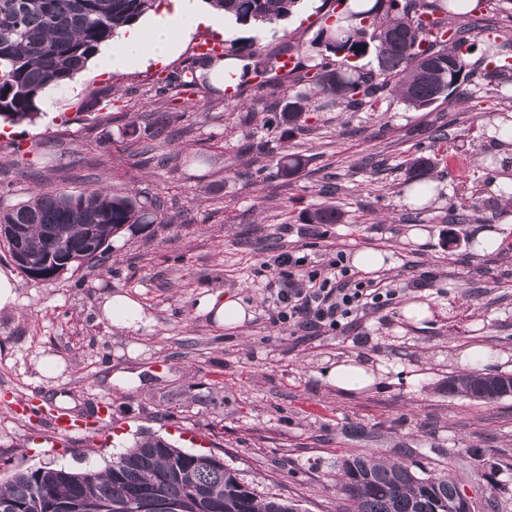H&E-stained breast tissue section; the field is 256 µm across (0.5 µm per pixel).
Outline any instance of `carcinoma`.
<instances>
[{
	"label": "carcinoma",
	"mask_w": 512,
	"mask_h": 512,
	"mask_svg": "<svg viewBox=\"0 0 512 512\" xmlns=\"http://www.w3.org/2000/svg\"><path fill=\"white\" fill-rule=\"evenodd\" d=\"M298 2L210 0L227 23L265 26L288 18ZM481 6L480 0L474 6L467 0H352L333 24L319 29L315 42L325 50L321 61L310 69L299 61L289 71L305 89L291 91L283 103L267 104L265 124L282 141L301 129L302 118L316 111L315 103L324 97L351 112L375 111L386 93L416 111L448 99L468 78L475 32L482 31L473 13ZM157 7L158 0H0V118L12 123L33 119L45 89L63 86L119 28ZM284 53L298 57L300 47L285 43L263 55L253 42L234 39L224 57L242 62L240 81L252 78L264 89L275 86L278 58ZM368 55L376 62L370 69L358 64ZM508 59L499 51L487 52L485 76L496 79ZM218 60L200 58L170 71L158 81L156 95L210 84L209 70ZM304 162L298 154H285L277 162V174L290 179ZM433 168V160L424 155L409 164L407 181L416 183L417 195L428 193L425 178ZM159 212L156 202L100 189L36 193L0 211V224L30 226L24 249L45 261L42 271L49 281L66 260L60 234L90 250L95 263L124 228L164 223ZM341 219L330 205L303 216L307 224ZM485 377L472 372L469 386L477 400L493 402L494 397L482 393ZM337 466L348 501L345 512H448V502L460 495L448 474H428L414 462L371 455L343 458ZM157 501L167 506L164 512H300L299 504L286 497L260 495L245 486L237 470L217 467L205 454L153 435L135 442L102 470L43 466L0 476V504L10 503L16 512H150L146 506Z\"/></svg>",
	"instance_id": "cac0c4a2"
}]
</instances>
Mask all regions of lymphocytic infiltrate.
<instances>
[{
	"label": "lymphocytic infiltrate",
	"instance_id": "lymphocytic-infiltrate-1",
	"mask_svg": "<svg viewBox=\"0 0 512 512\" xmlns=\"http://www.w3.org/2000/svg\"><path fill=\"white\" fill-rule=\"evenodd\" d=\"M306 256L291 247L267 255L264 272L277 279L279 287L266 309L267 319L276 327L315 336L323 330L343 331L358 310L383 308L395 298L393 289L382 282L353 272L334 256L313 270H307L304 284H296L294 273L306 269Z\"/></svg>",
	"mask_w": 512,
	"mask_h": 512
}]
</instances>
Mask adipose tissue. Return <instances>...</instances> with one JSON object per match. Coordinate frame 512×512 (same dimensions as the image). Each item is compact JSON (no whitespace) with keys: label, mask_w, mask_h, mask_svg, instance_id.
<instances>
[{"label":"adipose tissue","mask_w":512,"mask_h":512,"mask_svg":"<svg viewBox=\"0 0 512 512\" xmlns=\"http://www.w3.org/2000/svg\"><path fill=\"white\" fill-rule=\"evenodd\" d=\"M202 26L223 28L224 18L219 11L201 10L198 0H166L158 15L148 17L139 26L121 33L112 48L104 51L100 64L112 71H123L140 63L166 62ZM196 311L210 316L214 325L229 330L239 328L248 319L237 299L219 292L201 296ZM101 318L116 329L129 333L142 331L153 324L142 305L123 293L106 297L101 306Z\"/></svg>","instance_id":"obj_1"}]
</instances>
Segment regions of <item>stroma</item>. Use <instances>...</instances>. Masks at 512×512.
Returning a JSON list of instances; mask_svg holds the SVG:
<instances>
[{
	"label": "stroma",
	"mask_w": 512,
	"mask_h": 512,
	"mask_svg": "<svg viewBox=\"0 0 512 512\" xmlns=\"http://www.w3.org/2000/svg\"><path fill=\"white\" fill-rule=\"evenodd\" d=\"M333 0H299L273 27H203L169 65L109 72L90 65L56 89L58 112L0 135V211L35 193L115 194L161 199L166 221L122 230L104 261L51 281L19 273L7 249L0 269L17 274L18 303L0 310V461L11 466L104 469L137 437L213 453L258 493L298 500L303 512H343L337 461L376 454L449 469L474 497H496L512 512V396L480 403L448 393L450 376L478 370L512 374V142L493 133L512 123V74L489 82L479 59L457 98L424 110L398 97L376 111L347 112L331 100L284 142L305 158L298 175H275L271 154L244 152L275 140L262 126L270 97L284 86L242 87L238 101L197 87L180 92L176 136H155L163 105L152 86L191 62L200 39H245L266 53L298 43L302 61L321 59L313 40ZM253 109L239 123L237 104ZM437 159L435 192L404 202L407 168ZM332 204L338 224H307L306 211ZM293 234H283V225ZM427 230L412 240L414 228ZM301 245L310 264L343 253H387L379 270L398 296L358 315L344 332L281 331L263 308L260 265L277 245ZM428 276V288L413 287ZM224 292L252 317L229 331L196 314L198 298ZM138 300L154 324L140 341L150 355L131 360L129 337L99 320L107 294ZM412 302L428 315H403ZM60 357L47 377L40 363ZM369 364L372 385L345 393L325 371L342 360ZM108 403L99 432H56L52 419L82 420Z\"/></svg>",
	"instance_id": "stroma-1"
}]
</instances>
